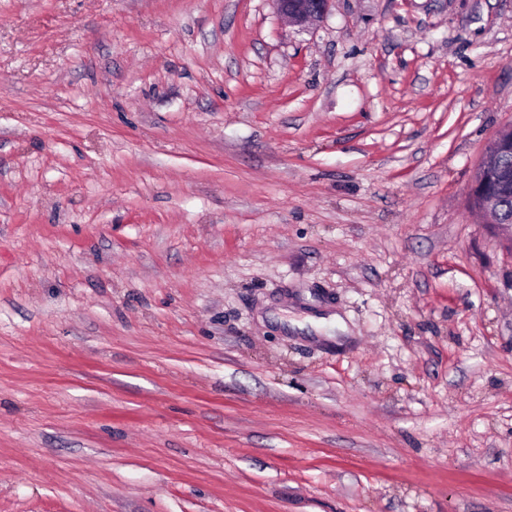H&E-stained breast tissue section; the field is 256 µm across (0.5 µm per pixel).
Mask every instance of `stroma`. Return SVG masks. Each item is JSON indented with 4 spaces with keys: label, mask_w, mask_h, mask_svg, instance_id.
I'll return each mask as SVG.
<instances>
[{
    "label": "stroma",
    "mask_w": 512,
    "mask_h": 512,
    "mask_svg": "<svg viewBox=\"0 0 512 512\" xmlns=\"http://www.w3.org/2000/svg\"><path fill=\"white\" fill-rule=\"evenodd\" d=\"M512 0H0V512H512ZM331 0H272L276 10L296 26H305L326 13ZM512 138V125L505 126L498 130L489 142L483 161L480 164L484 169H492L496 166L498 144L505 138ZM474 179L479 183L487 180L492 186L495 195L500 200L498 222L500 232L512 242V149L507 146L499 151L498 165L490 171L478 169ZM493 193L484 192L481 195L482 203L489 213L491 224H497L498 200Z\"/></svg>",
    "instance_id": "1"
}]
</instances>
